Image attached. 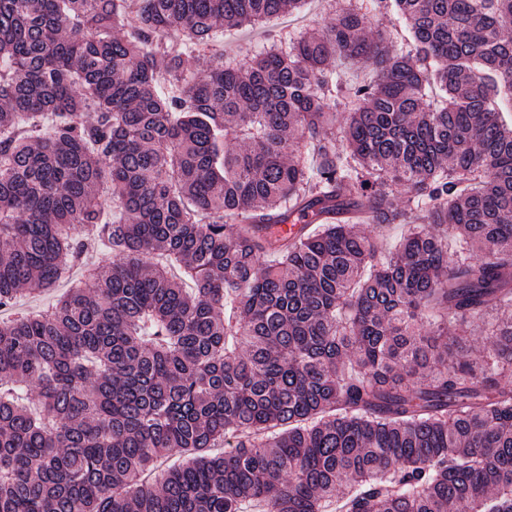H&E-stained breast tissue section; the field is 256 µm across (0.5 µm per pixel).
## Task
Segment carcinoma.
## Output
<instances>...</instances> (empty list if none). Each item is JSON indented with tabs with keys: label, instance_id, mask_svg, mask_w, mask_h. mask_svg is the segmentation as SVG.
Listing matches in <instances>:
<instances>
[{
	"label": "carcinoma",
	"instance_id": "carcinoma-1",
	"mask_svg": "<svg viewBox=\"0 0 512 512\" xmlns=\"http://www.w3.org/2000/svg\"><path fill=\"white\" fill-rule=\"evenodd\" d=\"M304 2L0 0V512H512V0ZM326 7L320 0H311L302 11L293 17H282L270 21L261 31L257 29L224 30L220 38L224 41L225 56L254 55L269 43V34H284L289 27L297 32L320 29L329 22ZM396 16L387 14H371L369 17V26L367 32H376L377 30H392L394 33L393 51L400 52L404 44V35L406 34L404 24L397 22ZM396 25L397 31L394 29ZM401 222L395 224H353L356 232L367 237H382L385 249H393L404 232Z\"/></svg>",
	"mask_w": 512,
	"mask_h": 512
}]
</instances>
